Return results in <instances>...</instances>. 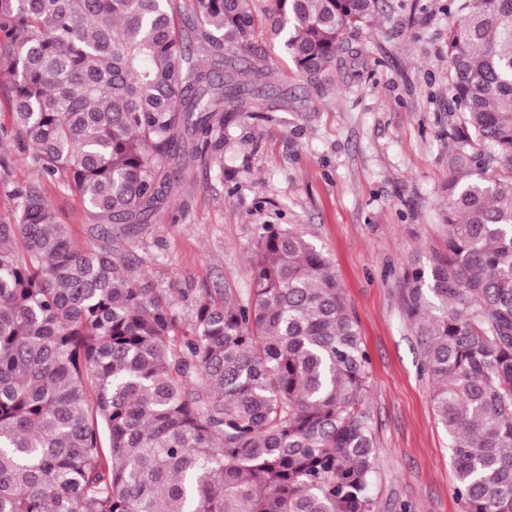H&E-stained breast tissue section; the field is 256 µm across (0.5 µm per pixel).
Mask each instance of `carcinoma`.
Instances as JSON below:
<instances>
[{"mask_svg":"<svg viewBox=\"0 0 512 512\" xmlns=\"http://www.w3.org/2000/svg\"><path fill=\"white\" fill-rule=\"evenodd\" d=\"M0 0V92L44 176L0 222V512H373L369 358L327 256L259 224L247 295L183 316L124 253L224 128L262 30L320 90L383 0ZM444 249L403 274L465 512H512V0H450ZM477 141L476 153L467 146Z\"/></svg>","mask_w":512,"mask_h":512,"instance_id":"obj_1","label":"carcinoma"}]
</instances>
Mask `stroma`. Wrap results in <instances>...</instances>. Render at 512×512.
I'll list each match as a JSON object with an SVG mask.
<instances>
[{
	"mask_svg": "<svg viewBox=\"0 0 512 512\" xmlns=\"http://www.w3.org/2000/svg\"><path fill=\"white\" fill-rule=\"evenodd\" d=\"M448 0H384L320 91L292 78L280 45L255 43L273 64L275 109L238 117L224 135V172L195 166L136 239L149 277L180 312L203 290L245 292L259 224L298 225L329 258L369 354L364 407L378 448L374 512H463L448 437L433 409L434 382L404 311L403 271L426 263L446 236ZM0 95V222L11 189L38 187L77 246L96 242V218L61 179L23 158Z\"/></svg>",
	"mask_w": 512,
	"mask_h": 512,
	"instance_id": "1",
	"label": "stroma"
}]
</instances>
